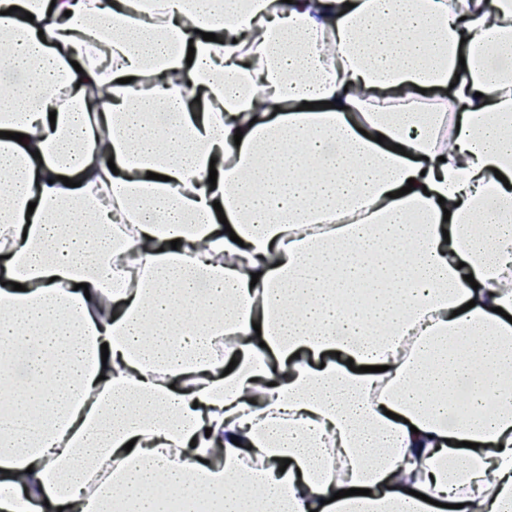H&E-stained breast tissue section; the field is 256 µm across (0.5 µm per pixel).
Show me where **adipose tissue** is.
I'll return each mask as SVG.
<instances>
[{
    "label": "adipose tissue",
    "mask_w": 512,
    "mask_h": 512,
    "mask_svg": "<svg viewBox=\"0 0 512 512\" xmlns=\"http://www.w3.org/2000/svg\"><path fill=\"white\" fill-rule=\"evenodd\" d=\"M0 43V512H512V0Z\"/></svg>",
    "instance_id": "obj_1"
}]
</instances>
